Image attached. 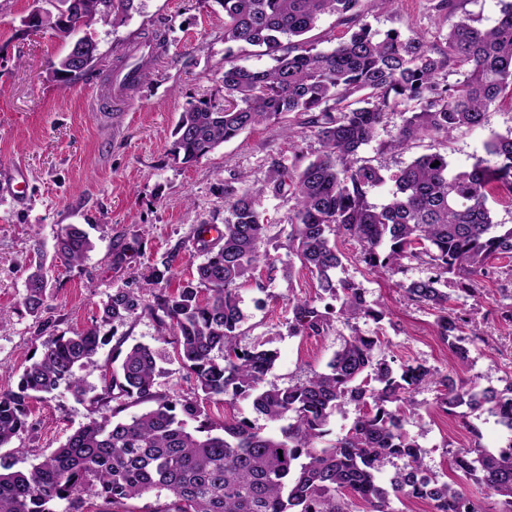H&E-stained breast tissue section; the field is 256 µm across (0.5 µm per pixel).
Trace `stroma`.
Listing matches in <instances>:
<instances>
[{
  "label": "stroma",
  "mask_w": 512,
  "mask_h": 512,
  "mask_svg": "<svg viewBox=\"0 0 512 512\" xmlns=\"http://www.w3.org/2000/svg\"><path fill=\"white\" fill-rule=\"evenodd\" d=\"M435 2L395 0L381 9L373 0H361L362 16L378 33H419L428 43H439L447 30L435 20ZM31 4L0 0V183L18 170L27 177L18 198L0 194V392L17 389L24 368L38 358L50 334L90 327L108 295L128 288L151 295L148 268L167 255L175 257L169 288L191 280L203 259L194 231L200 224H223L225 181L239 178L259 187L272 159L301 168L322 150L317 136L290 114L245 131L197 162L175 159L173 130L180 113L201 98L224 100V10L217 0H141L124 24L94 26L99 59L66 86L51 77L50 68L68 43L49 31H24L21 20ZM157 37L163 45L156 49ZM136 50L151 51V74L117 99L116 70ZM400 123L399 115L389 116L375 140L359 150V160L388 175L422 154L438 152L453 167L467 169L484 158L492 134L512 130V100L490 108L480 128L394 149L390 143ZM263 209L270 222L263 245L269 259L238 291L245 315L238 344L275 350L277 360L265 383L283 387L325 370L351 328L337 321L325 336L289 335V299L316 296L317 285L288 249L293 200L269 193ZM62 224L83 225L95 248L83 263L53 269L49 308L36 318L21 305L33 258L31 237L39 235L52 247ZM338 246L345 258L337 278L354 282L367 300L384 307L383 321L362 318L355 326L366 336L382 333L383 357L452 371L484 387H502L512 375V322L503 318L512 311L511 269L501 267L496 279L478 282L472 293L449 287L451 307L482 334L471 347L470 362L461 367L439 337L433 311L413 304L398 286L402 279L427 277L426 268L409 266L400 278L381 275L359 261L357 242L342 239ZM118 251L124 257L117 263ZM436 396L431 387L415 394L420 417L407 426L430 471L447 474L453 455L473 443L499 448L512 438L489 412H472L464 423L449 417ZM29 409L31 427L13 441L25 451L16 464L23 471L93 416L88 402L63 388L30 400ZM205 409L217 422L243 419L265 433L280 432L279 424L258 416L247 399L211 401Z\"/></svg>",
  "instance_id": "1"
}]
</instances>
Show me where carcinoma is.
<instances>
[{"label": "carcinoma", "mask_w": 512, "mask_h": 512, "mask_svg": "<svg viewBox=\"0 0 512 512\" xmlns=\"http://www.w3.org/2000/svg\"><path fill=\"white\" fill-rule=\"evenodd\" d=\"M215 2L224 9V43L259 47L273 64L254 69L228 61L224 105L199 100L181 112L174 156L196 162L245 130L292 113L314 129L323 152L301 169L273 161L261 187L224 182V227L193 280L172 292L159 288L149 299L118 290L92 327L43 343L18 390L0 393V448L29 428L28 399L62 386L88 401L98 417L25 472L13 470L11 455L0 454V512H56L61 502L63 512H87L93 498L121 506L146 495L165 497L152 512H353L355 499L367 512H398L392 503L410 499L431 503L434 512H483L465 479L497 498L498 512H512V447H481L479 431L468 424L476 443L451 463L463 480L442 481L423 468L421 447L406 430L418 417L411 393L431 385L444 412L464 419L485 407L512 431V378L497 391L462 383L451 373L439 377L419 363L394 371L381 356V337L364 336L353 326L361 318L381 319L383 310L355 283L335 279L342 253L330 240L356 241L360 260L373 271L399 273L407 262L431 269L427 278L402 284L403 291L435 311L437 332L460 364L470 361L469 344L479 333L463 335V319L447 307L443 288L454 282L469 291L475 279L494 273L491 259L512 258V226L494 223L488 206L501 189L512 187V132L492 135L484 143L492 160L479 159L469 169L451 167L439 152L418 156L387 177L394 190L380 207L368 194L387 178L353 157L396 110L402 124L391 146L399 148L479 127L492 106L512 97V0H504L489 28L458 16L457 0H438V22L448 26L441 45L397 31L377 37L362 22L360 0ZM136 10L135 0H33L22 25L71 41L51 67L52 77L66 85L97 60L90 29L120 24ZM327 14L339 15L353 31L319 50L306 34ZM451 65L465 69L454 86L438 79ZM267 190L295 200L288 246L321 290L314 298L289 301V335L324 336L334 317L351 329L326 370L270 388L263 382L276 352L237 343L245 319L238 290L268 259L260 251L268 228L261 211ZM34 249L38 261L25 279L21 304L38 316L51 296L46 261L54 267L79 264L94 244L78 225L65 224L52 255L38 240ZM174 259L170 254L150 267L147 279L168 281ZM326 297L339 308L319 306ZM137 312L154 318L159 338L173 344L195 382L193 397L159 389L160 352L147 345L130 347L116 367L98 364L114 324ZM97 369L99 383L91 385L85 375ZM226 397L250 398L256 413L288 424L274 437L244 420L211 421L204 403ZM350 403L359 413L346 434L319 446L330 417ZM136 405L146 409L120 417ZM190 422L197 426L189 428ZM390 466L395 472L386 479Z\"/></svg>", "instance_id": "cac0c4a2"}]
</instances>
